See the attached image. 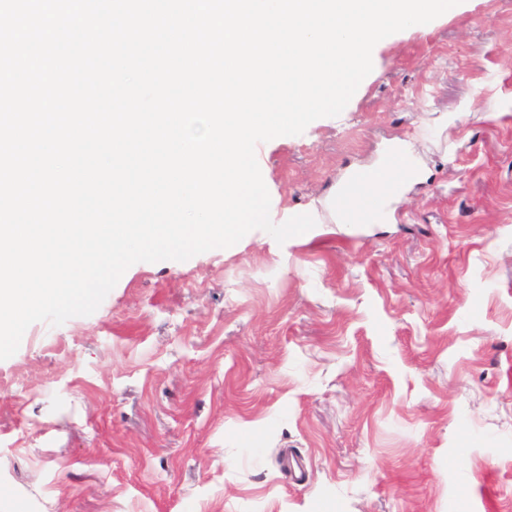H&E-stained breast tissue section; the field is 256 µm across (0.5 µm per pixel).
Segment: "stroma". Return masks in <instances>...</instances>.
<instances>
[{
	"instance_id": "obj_1",
	"label": "stroma",
	"mask_w": 512,
	"mask_h": 512,
	"mask_svg": "<svg viewBox=\"0 0 512 512\" xmlns=\"http://www.w3.org/2000/svg\"><path fill=\"white\" fill-rule=\"evenodd\" d=\"M511 48L512 0L384 38L339 116L256 147L273 222L311 230L32 324L0 361V512H512ZM403 144L423 179L335 221Z\"/></svg>"
}]
</instances>
